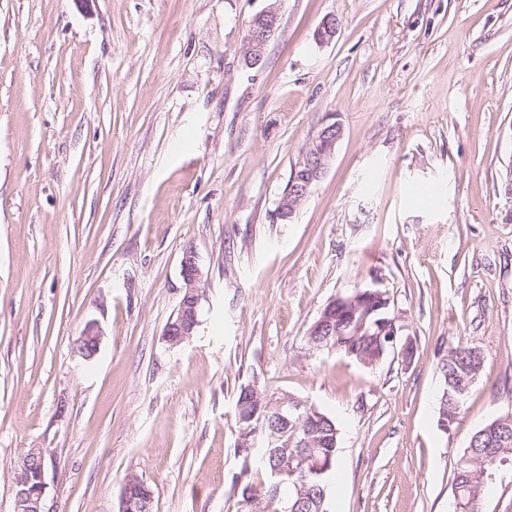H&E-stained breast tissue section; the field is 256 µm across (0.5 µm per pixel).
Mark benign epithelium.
Wrapping results in <instances>:
<instances>
[{
    "label": "benign epithelium",
    "mask_w": 512,
    "mask_h": 512,
    "mask_svg": "<svg viewBox=\"0 0 512 512\" xmlns=\"http://www.w3.org/2000/svg\"><path fill=\"white\" fill-rule=\"evenodd\" d=\"M280 22L279 9L271 5L260 11L253 18L252 28L244 39L240 54L246 57L262 59L267 45L278 29ZM337 24L334 17L329 16L318 27V43L327 44L336 36ZM342 138V127L336 122L324 125L317 136L302 152L299 162L294 167V176L288 185L285 198L281 202L279 212L285 209L296 210V206L309 195L313 185L326 173L335 155L336 148ZM182 276L185 282L186 300L181 303L179 317L175 325L167 326L165 339L172 346H178L193 335L198 326V314L201 300V273L197 266L195 253L191 250L184 253L181 261ZM352 303L364 311V319L356 326L362 332L366 318L379 311L382 318L377 321L376 335L379 336L381 352L405 349L401 337V328L390 314V297L379 288L357 290L351 299L338 296L329 301L327 308L322 310L321 317L312 326L311 331L325 325L327 313L339 305ZM101 334L95 325L87 326L77 344L94 355L100 344ZM14 507L13 512H50L46 508V458L40 448H32L25 454V464L16 468L13 475Z\"/></svg>",
    "instance_id": "1"
}]
</instances>
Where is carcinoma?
I'll return each instance as SVG.
<instances>
[{
    "instance_id": "cac0c4a2",
    "label": "carcinoma",
    "mask_w": 512,
    "mask_h": 512,
    "mask_svg": "<svg viewBox=\"0 0 512 512\" xmlns=\"http://www.w3.org/2000/svg\"><path fill=\"white\" fill-rule=\"evenodd\" d=\"M369 317L365 331L355 333L350 312L336 311V320L326 327L330 346L341 345L340 353L365 365H373L378 345ZM484 367L483 352L463 347L448 350L438 366L441 387L436 395L438 410L448 413L453 426L461 413L465 398ZM273 397H257L253 386L240 387L234 416L238 438L249 437L254 448H236L242 460L241 474L259 463L265 474L262 499H257L249 482L240 486L241 501L250 512H327L336 465L339 462V428L336 420L311 404L303 403L294 414L288 435L294 437L293 448L269 447L266 431L280 425ZM512 457V415L497 418L478 429L454 466L452 495L454 512H482V494L493 467ZM133 512H153L154 490L142 484L132 494Z\"/></svg>"
}]
</instances>
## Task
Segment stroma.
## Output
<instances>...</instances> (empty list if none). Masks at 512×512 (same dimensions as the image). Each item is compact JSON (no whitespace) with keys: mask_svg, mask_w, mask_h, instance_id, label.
I'll return each mask as SVG.
<instances>
[{"mask_svg":"<svg viewBox=\"0 0 512 512\" xmlns=\"http://www.w3.org/2000/svg\"><path fill=\"white\" fill-rule=\"evenodd\" d=\"M270 2L0 0V512L32 448L52 512H118L129 475L154 512H245L247 384L335 418L330 512H452L457 457L512 414V0H278L246 65ZM331 122L328 171L276 218ZM189 249L200 324L173 348ZM367 285L412 358L307 350ZM471 345L484 368L445 432L438 364ZM279 22L280 14L276 5H271L257 13L253 18L252 28L249 29L244 39V46L240 54L247 58L257 56V59L261 61L270 39L278 29ZM246 57L244 58L246 59ZM246 60L250 62V59Z\"/></svg>","mask_w":512,"mask_h":512,"instance_id":"1","label":"stroma"}]
</instances>
